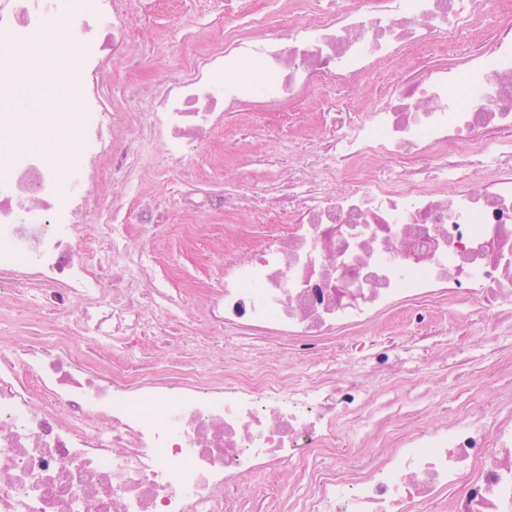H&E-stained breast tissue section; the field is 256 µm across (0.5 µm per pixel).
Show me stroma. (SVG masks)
<instances>
[{
	"label": "stroma",
	"instance_id": "1",
	"mask_svg": "<svg viewBox=\"0 0 512 512\" xmlns=\"http://www.w3.org/2000/svg\"><path fill=\"white\" fill-rule=\"evenodd\" d=\"M134 12L148 11L151 21L146 39L148 54L138 73H130L126 65L111 66L107 73L105 93L109 104L123 105L127 94L135 87L151 84L157 68H179L185 61L186 45L206 39L203 27L208 13V0H131ZM427 59L415 63L397 64L382 74L370 75L366 80L367 95H356L343 88L331 90L328 99L307 102L296 109L281 106L268 112L249 111L241 118L225 121L223 128L212 136L215 145L224 142L237 143L238 149L226 159L233 173L255 181L273 178L276 170L267 160L271 150L290 151L296 147L295 130L309 113L322 111L327 100L348 112H363L377 98L387 82L407 75L411 67H427ZM84 92L81 88L65 90L41 83L19 90L18 100L25 113L18 132L12 140H23L25 146L41 143L39 120L48 112L60 109L79 111ZM177 171L162 164H150L142 191L146 195L162 194L171 213V223L166 233L148 250L146 257L151 265L166 275L171 283L170 293L187 300L182 319L176 325L174 340L184 350L182 360H175L173 353L159 343L149 344L144 351L142 364L153 375L173 376L176 369L205 370L218 359L232 361L236 366L255 369L270 362L284 372L297 375L313 369L317 361H331L342 350L338 338L325 340L319 359L300 354L275 337L257 334L240 336L236 332L225 333L222 345L211 342L212 325L209 321V304L203 294L205 288L215 286L222 276L220 266L213 263L220 253L224 237L237 232L238 242L246 246L266 235L275 233L276 225L268 223L261 214H251L241 219L236 228H229L222 218L213 217L197 224L195 219L184 216L172 188ZM70 319L53 315L27 296L18 294L12 301L0 305V342L23 348L28 344L49 342L68 332ZM501 354L493 343H484L475 359L468 380H460L452 370L431 375L417 388L418 399L414 405L403 408L383 432L384 438L402 436L418 423L433 425L445 421L447 412H454L476 401L489 402L496 398L498 390H512V376H503L498 389L486 388L485 374L494 369ZM295 479L293 472L283 469L276 476H258L228 489L241 512H294L295 502L283 495L282 490ZM263 485L267 494L262 504L254 502V485Z\"/></svg>",
	"mask_w": 512,
	"mask_h": 512
}]
</instances>
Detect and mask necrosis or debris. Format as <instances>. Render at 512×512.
Returning a JSON list of instances; mask_svg holds the SVG:
<instances>
[{"mask_svg":"<svg viewBox=\"0 0 512 512\" xmlns=\"http://www.w3.org/2000/svg\"><path fill=\"white\" fill-rule=\"evenodd\" d=\"M278 3L271 26L253 0H212L218 40L158 72L147 108L130 112L99 91L112 61L140 67L129 0H0V126L17 115L6 74L84 91L82 111L48 117L44 151L0 141V282L76 317L57 342L0 346V512H238L225 488L285 466L306 477L299 512H512V393L397 441L367 438L378 423L370 383L473 362V342H448L443 310L469 302L490 332L512 329V0ZM67 9L71 27L50 28ZM492 20L489 42L441 61ZM416 55L438 62L313 130L276 181L205 190L184 179L176 194L190 217L257 207L286 226L246 252L225 244L210 312L222 330H267L313 354L399 308L424 335L347 337L352 359L297 380L223 363L176 388L131 374L144 337L165 340L177 321L168 279L145 258L166 203H125L138 172L157 154L193 159L243 104L357 91ZM66 134L73 154L49 164ZM377 155L391 162L386 177L368 172ZM104 210L111 223L87 237L86 217ZM84 334L124 362L78 364ZM351 431L361 440L350 448ZM321 448L342 456L343 474L308 472Z\"/></svg>","mask_w":512,"mask_h":512,"instance_id":"obj_1","label":"necrosis or debris"}]
</instances>
